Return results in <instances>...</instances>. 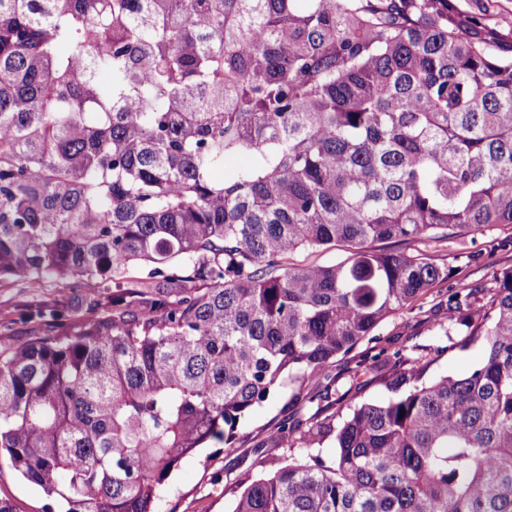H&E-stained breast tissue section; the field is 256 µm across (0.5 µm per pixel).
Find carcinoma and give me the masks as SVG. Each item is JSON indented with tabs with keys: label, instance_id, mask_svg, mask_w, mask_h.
<instances>
[{
	"label": "carcinoma",
	"instance_id": "carcinoma-1",
	"mask_svg": "<svg viewBox=\"0 0 512 512\" xmlns=\"http://www.w3.org/2000/svg\"><path fill=\"white\" fill-rule=\"evenodd\" d=\"M494 224L512 56L440 0H0V283L86 289L0 342V455L53 512H157L199 448L448 278L372 243ZM489 291L448 289L441 328L477 366L364 356L389 397L282 427L307 458L231 512H512V267Z\"/></svg>",
	"mask_w": 512,
	"mask_h": 512
}]
</instances>
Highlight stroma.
<instances>
[{"label":"stroma","mask_w":512,"mask_h":512,"mask_svg":"<svg viewBox=\"0 0 512 512\" xmlns=\"http://www.w3.org/2000/svg\"><path fill=\"white\" fill-rule=\"evenodd\" d=\"M448 22L469 29L471 36L492 44L501 54L512 52V0H448ZM379 250L423 255L447 264L448 279L433 286L412 308L386 319L378 337L365 341L361 350L381 348L410 353L422 349L429 361V376L466 373L482 358L480 344H464L462 337L437 335L438 323L447 321L442 302L449 286L490 287L495 270L512 267V224L461 237L423 238L415 241L380 242ZM363 403L378 402L388 392L370 377H356L352 357L337 359L323 377H309L303 389L279 390L253 409L236 430L232 446L209 443L184 462L165 487L158 512H230L236 497L253 480L276 470L288 457L278 443V431L286 422L308 429L327 420L336 410L335 397ZM0 501L13 512H47L49 500L42 490L25 480L11 465L0 460Z\"/></svg>","instance_id":"stroma-1"}]
</instances>
